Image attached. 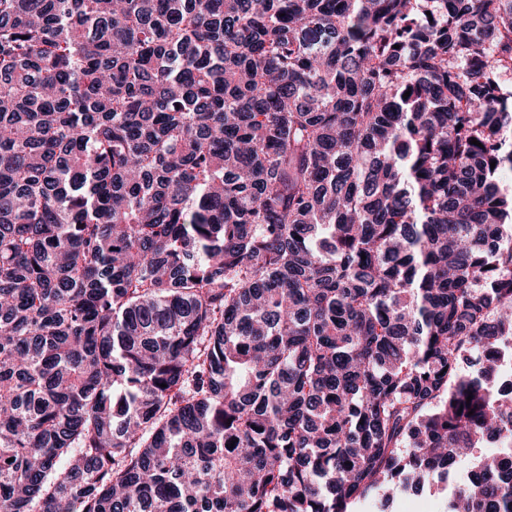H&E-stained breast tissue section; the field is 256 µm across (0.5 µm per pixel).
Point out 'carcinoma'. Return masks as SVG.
I'll return each instance as SVG.
<instances>
[{
    "instance_id": "cac0c4a2",
    "label": "carcinoma",
    "mask_w": 512,
    "mask_h": 512,
    "mask_svg": "<svg viewBox=\"0 0 512 512\" xmlns=\"http://www.w3.org/2000/svg\"><path fill=\"white\" fill-rule=\"evenodd\" d=\"M509 174L512 0H0V512H512ZM447 499L444 492L425 487L417 494H405L397 498L390 510L393 512H445Z\"/></svg>"
}]
</instances>
